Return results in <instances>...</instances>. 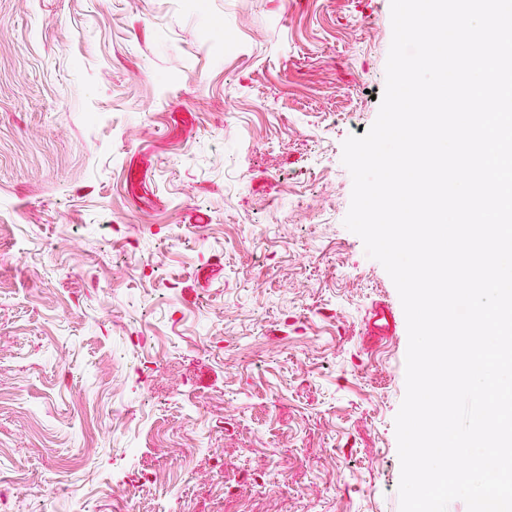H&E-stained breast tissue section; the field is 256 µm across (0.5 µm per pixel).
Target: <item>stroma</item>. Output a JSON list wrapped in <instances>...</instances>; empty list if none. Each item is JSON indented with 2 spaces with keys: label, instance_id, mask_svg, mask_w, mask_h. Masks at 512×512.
<instances>
[{
  "label": "stroma",
  "instance_id": "obj_1",
  "mask_svg": "<svg viewBox=\"0 0 512 512\" xmlns=\"http://www.w3.org/2000/svg\"><path fill=\"white\" fill-rule=\"evenodd\" d=\"M391 39L390 0H0V512H399L342 162Z\"/></svg>",
  "mask_w": 512,
  "mask_h": 512
}]
</instances>
